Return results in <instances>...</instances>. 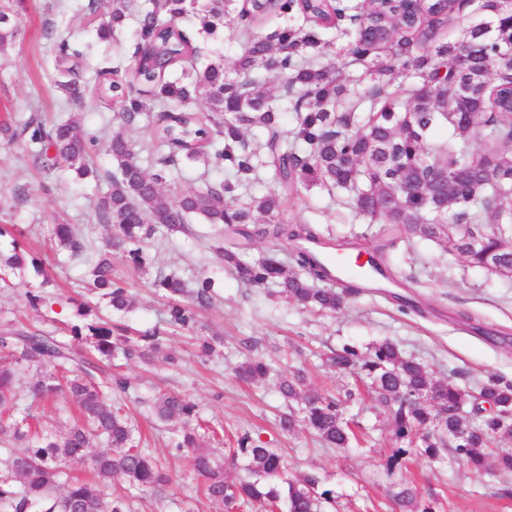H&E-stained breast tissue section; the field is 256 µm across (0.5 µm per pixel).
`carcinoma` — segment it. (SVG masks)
I'll return each instance as SVG.
<instances>
[{
	"instance_id": "carcinoma-1",
	"label": "carcinoma",
	"mask_w": 512,
	"mask_h": 512,
	"mask_svg": "<svg viewBox=\"0 0 512 512\" xmlns=\"http://www.w3.org/2000/svg\"><path fill=\"white\" fill-rule=\"evenodd\" d=\"M236 0H114L112 21L98 26L100 38L120 25L131 10L140 12L135 67L108 84L101 94L117 99L118 128L112 131L110 156L114 168L105 173L109 190L97 199L102 224L113 226L108 248L119 249L141 269L150 264L149 240L158 231L166 235L190 233L191 218L222 227L224 241L216 254L239 280L265 288L275 285L287 302L321 312L341 308L353 285L336 286L328 268L307 244L346 247L333 233L323 236L312 224L277 221L290 197L319 187L333 195H351L354 216L381 225L386 245L413 237L430 240L470 265L512 279V82L495 67L512 51V0H477L478 23L453 42L429 40L424 48L420 28L453 20L455 0H243L237 18L243 23L242 53L233 72L221 61L197 66L179 19L195 13L203 32L211 35L224 25ZM11 22L0 25V44L14 37L15 0H0V13ZM281 20L265 36L258 28ZM336 30L347 41L349 54L364 67L362 73L327 69L315 57L330 46L322 30ZM261 64L281 79L278 103L255 77ZM400 69L411 81L396 86L390 75ZM153 87L154 101L163 105L175 98L180 105L157 115L149 140L133 139L138 116L146 109L138 95ZM208 103V111L184 108L192 94ZM294 114L296 125L287 130L280 112ZM483 135L493 144L489 152L471 148L470 140ZM30 141L53 149L58 164L79 179L94 174L88 164L89 145L73 121L46 130L33 129ZM214 153L224 168V180L203 191H187L169 203L160 201L159 186L181 160ZM146 154L150 168L140 158ZM273 175L275 187L241 200V190L257 180L259 169ZM268 222L256 225L255 214ZM261 238L272 249L292 245L288 272L275 255L248 263L241 258V240ZM56 246L72 259L86 256L87 246L68 224L54 225ZM42 272L41 260L14 254L0 264V280L8 281L25 263ZM90 291L107 301L112 311L127 313L131 293L112 279L108 253L99 255L88 270ZM151 286L167 298L165 324L170 330L192 331L197 311L216 299L215 281L201 277L193 288L175 272L158 274ZM83 323L71 328V339L51 333L3 329L0 331V506L8 512H131L130 504L112 496V486L125 484L141 491L155 490L170 476L159 460L142 453L128 419L112 409L104 389H128L116 374L104 382L95 379L80 341L101 358L126 361L162 357L168 332L161 329L128 336L85 304L78 310ZM246 353L236 368L245 381L266 378L269 365L258 343L245 342ZM324 364L345 374L357 371L371 399L383 412L389 435L408 446L391 449L386 470L402 468L406 458L419 454L437 460L449 453L475 470L494 463L499 493L512 497V381L490 377L474 386L453 377L435 381L418 361L384 341L370 352L345 345L326 355ZM35 368L38 379L29 387L32 397L51 399L65 392L80 417L58 438L31 427L28 409L20 407L15 377ZM66 374L65 385L55 375ZM302 368L280 378L278 392L289 403L280 429L294 431L304 423L313 437L328 448L345 450L357 440L353 421L342 401L312 389ZM155 416L181 422L175 454L188 458L191 471L204 480L207 499L230 509L275 512H324L333 502L332 491L321 478L307 473L290 477L282 455L244 433L236 438L225 462L220 449L200 448L204 435L194 423L196 405L185 395L165 393L153 403ZM102 437L108 450L90 452V440ZM68 459L88 465L91 479L70 478L59 462ZM244 476L224 477V467ZM393 512H434L421 501L417 488L403 484L391 495Z\"/></svg>"
}]
</instances>
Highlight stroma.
<instances>
[{
  "instance_id": "obj_1",
  "label": "stroma",
  "mask_w": 512,
  "mask_h": 512,
  "mask_svg": "<svg viewBox=\"0 0 512 512\" xmlns=\"http://www.w3.org/2000/svg\"><path fill=\"white\" fill-rule=\"evenodd\" d=\"M86 3L24 0L13 38L0 45V225L15 229L14 236L0 238V254L11 255L13 247H20L39 257L44 269L43 274L31 272L24 281L0 288V329L10 325L69 336L79 321L78 305L92 295L84 284L85 265L54 253L53 227L72 225L95 253L103 251L112 237V227L99 223L94 209L97 197L108 190L106 181L76 178L52 156L34 157L24 131L32 122L77 120L80 131L95 140L93 165L102 170L111 164L114 106L94 91L93 68L104 67L108 81L113 78L108 71L113 61H120L122 69L133 68L139 24L137 17H129L111 38H99V24L111 19L112 0H100L94 20L85 14ZM180 25L195 36L199 64L220 59L225 67H233L238 32L232 18H225L211 35L202 33L192 16L182 18ZM59 38L85 52L84 58L70 64L85 88L78 102L59 86L54 50ZM21 190L26 193L22 199L17 196ZM279 220L332 229L355 249L369 253L382 242L378 225L352 218L347 199H330L317 188L289 199ZM192 228L191 238L155 235L149 246L154 266L145 271L135 269L121 252L111 254L112 273L126 281L135 306L123 315L105 306L101 314L130 333L162 322L166 301L151 286L157 269H174L190 284L210 277L221 296L217 307L200 310L197 317L198 335L220 337V356L202 357L189 337L175 336L169 347L177 365L131 361L121 368L131 387L113 391L112 404L131 410L140 448L159 459L172 478L159 495L127 490L134 512H224L223 505L200 495V480L190 472L187 459L171 454L177 423L158 421L148 407L149 400L166 391L188 396L199 418L222 431L225 441L249 433L278 449L290 474L317 473L325 488L334 492L335 512H385L388 489L406 481L414 482L422 495H435V512H512V498L498 496L490 471L470 469L452 457L432 462L414 455L401 471L387 474L384 456L392 442L370 403L344 405L359 438L348 450L323 447L301 427L283 433L278 420L284 402L277 388L279 376L303 362L314 387L339 393L354 386L357 377L323 368L321 355L346 344L364 351L386 340L437 379L453 373L462 384L492 376L512 380V280L470 266L434 242L416 238L388 253L410 306H401L388 293L362 291L349 296L341 310L318 315L284 302L275 287L240 284L215 252L197 243L201 237L221 241L219 230L198 218ZM30 292L40 295L38 305L28 303ZM250 339L259 343L272 367L269 377L252 383L234 373L244 357L242 344Z\"/></svg>"
}]
</instances>
